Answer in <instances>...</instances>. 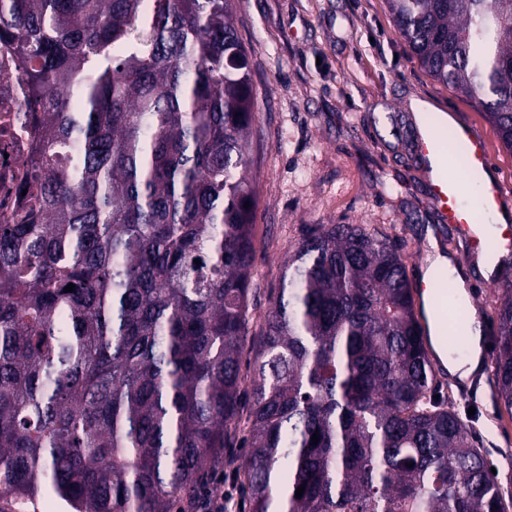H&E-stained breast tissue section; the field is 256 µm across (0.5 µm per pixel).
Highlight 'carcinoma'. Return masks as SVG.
<instances>
[{
    "mask_svg": "<svg viewBox=\"0 0 512 512\" xmlns=\"http://www.w3.org/2000/svg\"><path fill=\"white\" fill-rule=\"evenodd\" d=\"M385 3L512 152V0ZM0 27L48 133L30 222L0 224V498L47 484L73 512H172L239 414L257 191L234 0H0ZM504 293L492 368L512 415ZM429 350L395 240L319 225L264 316L249 512H512L432 401Z\"/></svg>",
    "mask_w": 512,
    "mask_h": 512,
    "instance_id": "cac0c4a2",
    "label": "carcinoma"
}]
</instances>
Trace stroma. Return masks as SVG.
Here are the masks:
<instances>
[{
  "label": "stroma",
  "instance_id": "1",
  "mask_svg": "<svg viewBox=\"0 0 512 512\" xmlns=\"http://www.w3.org/2000/svg\"><path fill=\"white\" fill-rule=\"evenodd\" d=\"M235 23L250 52L260 146L242 378L253 374L283 263L319 224H362L390 234L415 284L427 272V252L439 247L466 281L484 344L494 343V310L512 270L486 285L480 260L429 204L409 101L422 97L465 118L486 142L492 174L512 186V153L483 111L426 73L384 0H235ZM435 393L468 414L503 494L511 495L512 416L500 412L488 372L463 386L440 369Z\"/></svg>",
  "mask_w": 512,
  "mask_h": 512
}]
</instances>
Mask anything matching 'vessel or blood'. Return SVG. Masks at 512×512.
Wrapping results in <instances>:
<instances>
[{"mask_svg": "<svg viewBox=\"0 0 512 512\" xmlns=\"http://www.w3.org/2000/svg\"><path fill=\"white\" fill-rule=\"evenodd\" d=\"M454 127L456 138L464 148L468 169L484 176L481 187L484 213L504 211L511 214L512 198L506 195L502 183L489 174L491 162L483 138L463 120H455ZM414 148L430 166L431 176L428 185L432 206L441 213L445 221L455 225L459 234L467 240L472 255H479L482 240L475 214L460 203L458 187L444 171L445 157L440 149L437 131L418 134Z\"/></svg>", "mask_w": 512, "mask_h": 512, "instance_id": "vessel-or-blood-1", "label": "vessel or blood"}]
</instances>
